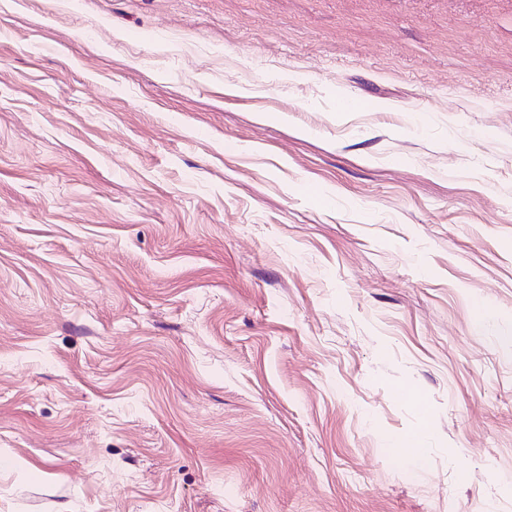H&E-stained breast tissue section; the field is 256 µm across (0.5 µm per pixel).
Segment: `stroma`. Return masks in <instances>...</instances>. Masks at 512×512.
Wrapping results in <instances>:
<instances>
[{
	"instance_id": "35a3bbf8",
	"label": "stroma",
	"mask_w": 512,
	"mask_h": 512,
	"mask_svg": "<svg viewBox=\"0 0 512 512\" xmlns=\"http://www.w3.org/2000/svg\"><path fill=\"white\" fill-rule=\"evenodd\" d=\"M0 512H512V0H0Z\"/></svg>"
}]
</instances>
